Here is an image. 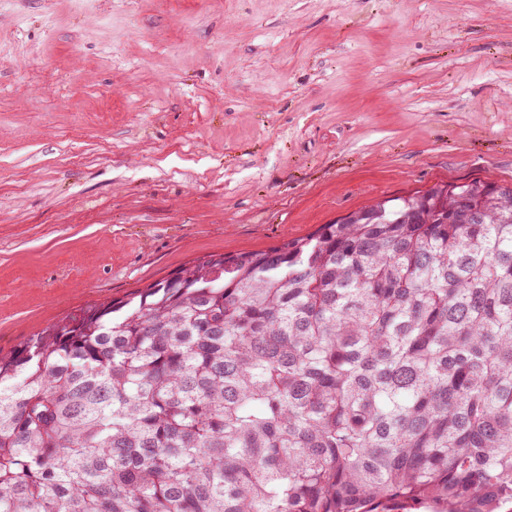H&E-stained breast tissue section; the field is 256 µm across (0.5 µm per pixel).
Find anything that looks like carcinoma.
<instances>
[{
    "mask_svg": "<svg viewBox=\"0 0 512 512\" xmlns=\"http://www.w3.org/2000/svg\"><path fill=\"white\" fill-rule=\"evenodd\" d=\"M0 512H512V191L380 199L0 354Z\"/></svg>",
    "mask_w": 512,
    "mask_h": 512,
    "instance_id": "cac0c4a2",
    "label": "carcinoma"
}]
</instances>
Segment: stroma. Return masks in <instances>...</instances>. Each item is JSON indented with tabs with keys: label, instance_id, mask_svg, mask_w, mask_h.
I'll use <instances>...</instances> for the list:
<instances>
[{
	"label": "stroma",
	"instance_id": "stroma-1",
	"mask_svg": "<svg viewBox=\"0 0 512 512\" xmlns=\"http://www.w3.org/2000/svg\"><path fill=\"white\" fill-rule=\"evenodd\" d=\"M512 182V0H0V352L209 253Z\"/></svg>",
	"mask_w": 512,
	"mask_h": 512
}]
</instances>
